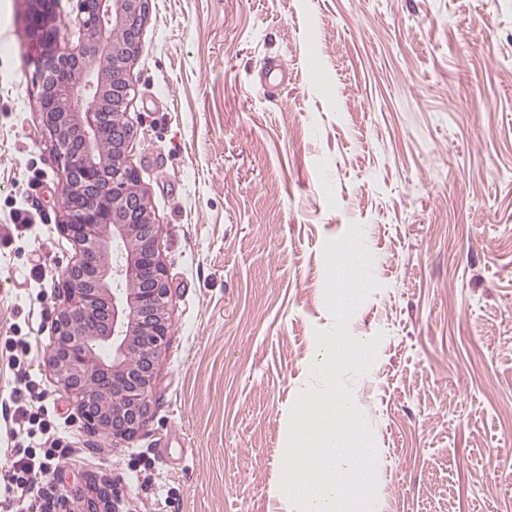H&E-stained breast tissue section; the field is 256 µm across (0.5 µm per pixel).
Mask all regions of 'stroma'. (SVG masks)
I'll return each instance as SVG.
<instances>
[{
  "label": "stroma",
  "mask_w": 512,
  "mask_h": 512,
  "mask_svg": "<svg viewBox=\"0 0 512 512\" xmlns=\"http://www.w3.org/2000/svg\"><path fill=\"white\" fill-rule=\"evenodd\" d=\"M24 0H0V401L24 383L119 512H286L290 409L331 327L326 241L364 227L381 288L345 373L373 430L380 512H512V0H151L128 158L171 300L150 412L88 433L46 367L62 174ZM33 229L16 228V209Z\"/></svg>",
  "instance_id": "1"
}]
</instances>
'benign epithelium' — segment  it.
I'll use <instances>...</instances> for the list:
<instances>
[{
    "label": "benign epithelium",
    "instance_id": "benign-epithelium-1",
    "mask_svg": "<svg viewBox=\"0 0 512 512\" xmlns=\"http://www.w3.org/2000/svg\"><path fill=\"white\" fill-rule=\"evenodd\" d=\"M150 0H78L77 43L59 46L57 0H28L29 33L42 52L35 61L40 116L62 172L60 232L76 247L62 273L63 302L53 323L46 366L75 402L87 430L114 439L135 435L148 419L155 362L169 332L170 288L160 258L159 230L136 169L135 138L126 119L132 62L142 50ZM120 39H107L108 34ZM112 141L108 157L95 158ZM109 324L100 331V308ZM88 499L87 512L112 496L108 477L69 484L58 498Z\"/></svg>",
    "mask_w": 512,
    "mask_h": 512
}]
</instances>
